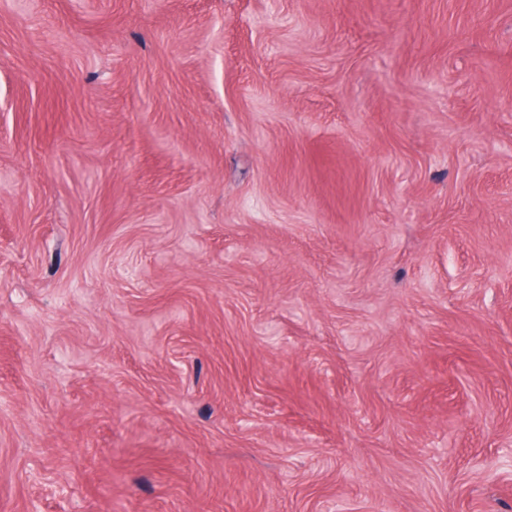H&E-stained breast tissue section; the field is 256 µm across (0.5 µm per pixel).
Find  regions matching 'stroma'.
Listing matches in <instances>:
<instances>
[{"mask_svg": "<svg viewBox=\"0 0 512 512\" xmlns=\"http://www.w3.org/2000/svg\"><path fill=\"white\" fill-rule=\"evenodd\" d=\"M512 0H0V512H512Z\"/></svg>", "mask_w": 512, "mask_h": 512, "instance_id": "stroma-1", "label": "stroma"}]
</instances>
